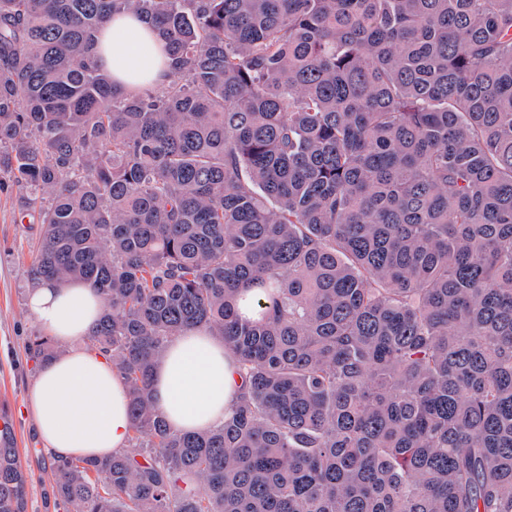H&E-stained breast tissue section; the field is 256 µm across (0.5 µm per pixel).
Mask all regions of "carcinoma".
<instances>
[{
	"label": "carcinoma",
	"instance_id": "1",
	"mask_svg": "<svg viewBox=\"0 0 512 512\" xmlns=\"http://www.w3.org/2000/svg\"><path fill=\"white\" fill-rule=\"evenodd\" d=\"M125 11L167 85L94 62ZM4 185L129 401L124 453L51 463L62 512H512V0H0ZM195 328L244 386L180 433L151 377ZM27 486L6 427L0 512Z\"/></svg>",
	"mask_w": 512,
	"mask_h": 512
}]
</instances>
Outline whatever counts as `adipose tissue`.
<instances>
[{
	"mask_svg": "<svg viewBox=\"0 0 512 512\" xmlns=\"http://www.w3.org/2000/svg\"><path fill=\"white\" fill-rule=\"evenodd\" d=\"M97 59L126 89L166 82L161 45L134 14L115 16L103 26ZM27 309L67 348L42 366L29 390L45 452L101 459L126 451L132 420L124 382L111 359L85 342L103 312V298L80 281L44 282L29 288ZM239 385L236 360L222 340L191 329L171 340L155 366L151 395L173 429L194 432L223 419Z\"/></svg>",
	"mask_w": 512,
	"mask_h": 512,
	"instance_id": "obj_1",
	"label": "adipose tissue"
}]
</instances>
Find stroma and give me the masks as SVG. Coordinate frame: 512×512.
<instances>
[{"label":"stroma","mask_w":512,"mask_h":512,"mask_svg":"<svg viewBox=\"0 0 512 512\" xmlns=\"http://www.w3.org/2000/svg\"><path fill=\"white\" fill-rule=\"evenodd\" d=\"M36 213H21L13 190H0V404L13 405L19 418L16 442L29 477L28 512H57L51 492L50 457L27 409L30 385L38 371L24 353L27 336L40 326L28 313V244L39 233Z\"/></svg>","instance_id":"obj_1"}]
</instances>
